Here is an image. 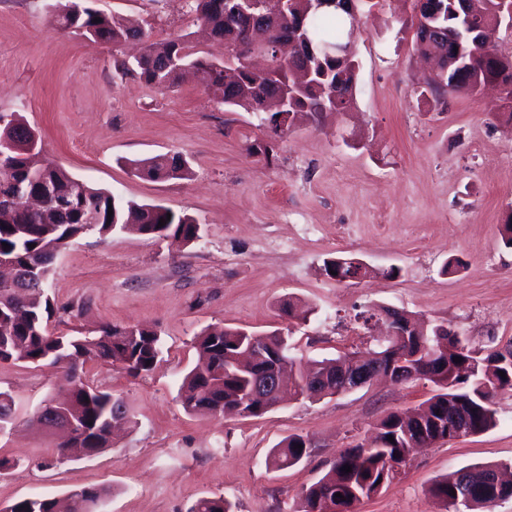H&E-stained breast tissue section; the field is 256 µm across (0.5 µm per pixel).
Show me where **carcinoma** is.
<instances>
[{"instance_id":"carcinoma-1","label":"carcinoma","mask_w":512,"mask_h":512,"mask_svg":"<svg viewBox=\"0 0 512 512\" xmlns=\"http://www.w3.org/2000/svg\"><path fill=\"white\" fill-rule=\"evenodd\" d=\"M192 7L209 29L213 41L228 50L224 60L198 56L182 38L155 41L141 27L116 16H108L92 7V0H61L52 22L64 32H74L88 43L118 45L131 37L144 44L142 54L130 64L115 60L116 73H136L147 83L160 89L175 87L179 74L186 68L195 70L200 83L213 92L227 106L242 107L252 112H267L268 120L279 115L277 103L288 97V111L293 116L317 119L324 112L347 108L353 102L357 64L352 58L336 60L325 55L330 48L349 38L351 20L344 11L330 16L326 12H307L304 0H292L286 12L269 8L242 10L239 0H191ZM481 12L476 24L489 25L501 13L500 0H481ZM460 10V0H413L410 28L414 30L415 49L425 58L437 63V72L430 92L448 90L472 94L482 85L498 82L512 85V59L498 55L481 44L469 48V65L457 68L449 61L453 45L427 40L423 37L426 25H453ZM305 22V28L317 46L316 55L303 53L290 43V24ZM256 26L267 33L266 54L270 65L261 71L251 69L247 53L238 49ZM236 66L234 82H224V70ZM0 139L8 138L14 148L0 158V255L15 260L21 266H35L50 278L56 255L75 237L82 234L80 212L85 205H94L100 214L98 231L110 233L118 228H131L144 235H155L185 244L199 237V224L188 215L169 213L160 205H139L124 201L111 192L94 187L70 174L62 167L42 158L41 141L28 145L29 127L16 116L4 119L0 114ZM180 157L158 155L137 162V170L158 181L182 180L191 175V168L178 164ZM37 189L40 202L34 208L25 205L18 188ZM113 215H108V210ZM163 226H158L159 220ZM356 258L336 257L325 262L337 276L354 275ZM12 300L9 291L0 287V360H20L34 367L51 361L61 371L60 379L69 387L70 402L66 411L72 419L89 431L88 443L82 448L99 453L109 447L104 436L109 421L116 419L133 426L135 421L126 401L100 389L78 374L79 368L92 362L99 365H120L130 374L139 376L150 372L160 354V336L157 331L140 325L113 326L103 323L94 330L76 335L56 334L48 323L54 311V301L48 293V282L20 283ZM281 316L297 315L302 319L315 313V308L292 300L280 304ZM420 338L412 333L396 346L419 379L436 387L426 406L414 415L388 413L369 437L368 445L342 453L314 483L300 496L297 512H315L325 494L337 506L354 507L364 499L379 494L396 476L385 469V462L393 459L406 463L413 453V441L420 433L432 435L448 427V405L463 400L473 410L471 425L477 434L496 425V410L484 402L482 388L506 387L512 391V346L485 351L468 341L448 354L437 351L436 357L425 360L421 342L437 344L432 336ZM258 339L271 354L289 352L288 335L276 329L257 337L240 328H208L196 339L198 363L183 379L180 399L183 408L194 413L210 407L215 400L226 406H244L247 416L259 417L270 411L271 404L247 403L254 373L230 367L234 355L245 351ZM460 357L456 363L453 358ZM288 368H296L290 381L294 399L304 400L305 372L317 370L329 377L336 375V360H308L301 362L288 357ZM505 376H500V373ZM14 399L0 392V430L13 423ZM394 441H389V438ZM309 455L306 440L293 435L274 448L266 465L274 469L290 468ZM351 466L346 473L342 468ZM501 469L498 464H473L452 472L434 483L431 494L449 512H488L492 498L484 493L469 503L455 502V495H463L461 486L469 472L482 475ZM455 494H450V491ZM341 496H336V493ZM106 490L88 492L86 487L70 489L61 496L27 497L14 501L0 512H99ZM189 512H232L231 504L223 497H203Z\"/></svg>"}]
</instances>
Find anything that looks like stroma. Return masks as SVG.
Listing matches in <instances>:
<instances>
[{"mask_svg": "<svg viewBox=\"0 0 512 512\" xmlns=\"http://www.w3.org/2000/svg\"><path fill=\"white\" fill-rule=\"evenodd\" d=\"M413 0H380L361 12L353 51V106L319 121L298 120L277 137L262 115L215 101L185 75L160 90L113 62L135 46L88 45L51 24L57 0H0V114H18L41 138L44 156L83 181L138 204L193 217L198 240L92 229L59 254L49 280L55 333L109 322L160 334L155 369L134 377L87 365L88 377L123 397L136 425L88 458L45 466L55 443L31 426L59 388V372L0 362V390L15 402L13 429L0 431V508L74 486H108L102 512H188L221 496L233 512H296L301 492L345 449L364 443L388 413L418 408L426 381L378 379L344 395L284 401L259 417L186 412L179 387L194 366V342L219 326L269 332L290 328L293 355L335 358L375 342L356 313L392 306L444 324L476 347L512 343V122L501 92L424 93L427 67L403 21ZM96 9L138 23L153 40L182 37L194 52L223 57L190 0H94ZM267 155L249 154L251 145ZM180 155L184 180L152 181L135 161ZM346 255L371 278L345 287L324 271ZM462 262L443 274V264ZM398 277H384L390 267ZM309 304L308 321L285 319L286 299ZM489 431L416 450L400 475L356 512H446L430 488L477 463H512V392L496 402ZM291 435L309 456L285 470L266 467Z\"/></svg>", "mask_w": 512, "mask_h": 512, "instance_id": "obj_1", "label": "stroma"}]
</instances>
